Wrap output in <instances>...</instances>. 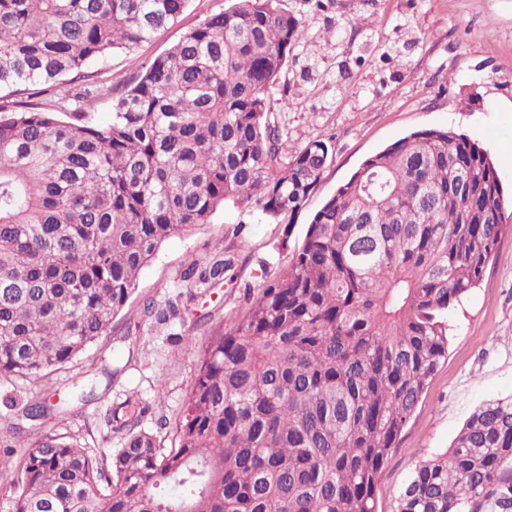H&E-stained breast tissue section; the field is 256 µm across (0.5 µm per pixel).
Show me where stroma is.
Wrapping results in <instances>:
<instances>
[{
  "instance_id": "stroma-1",
  "label": "stroma",
  "mask_w": 512,
  "mask_h": 512,
  "mask_svg": "<svg viewBox=\"0 0 512 512\" xmlns=\"http://www.w3.org/2000/svg\"><path fill=\"white\" fill-rule=\"evenodd\" d=\"M280 3L300 20L302 36L271 90V121L293 144L331 142L321 182L279 221L227 207L166 240L110 330L45 377L0 381V424L14 422L13 404L51 396L58 410L30 428L29 440L52 429L103 459L121 445L105 415L132 399L149 406L140 429L173 444L203 350L242 316L246 287L279 276L325 200L366 158L410 132L450 128L478 143L512 204V0ZM229 4L189 0L178 23L134 52L112 54L99 81L131 80ZM217 252L232 261L223 280L204 289L184 281L193 260ZM149 302L165 319L144 315ZM448 324V355L389 455L376 512H395L414 468L448 448L477 407L512 395V233L498 243L479 287L449 310ZM83 381L94 387L85 401L77 388Z\"/></svg>"
}]
</instances>
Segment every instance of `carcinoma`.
<instances>
[{
  "label": "carcinoma",
  "instance_id": "carcinoma-1",
  "mask_svg": "<svg viewBox=\"0 0 512 512\" xmlns=\"http://www.w3.org/2000/svg\"><path fill=\"white\" fill-rule=\"evenodd\" d=\"M188 0H0V379H38L112 326L170 237L225 206L298 210L332 144L272 124L301 36L279 0H233L126 85L101 127L35 99L174 25ZM488 152L448 128L367 158L327 198L288 267L203 351L164 448L148 407L107 415V465L55 432L5 441L11 512H375L397 439L448 352V309L512 229ZM231 261H195L209 287ZM51 405L27 403L36 422ZM26 452L14 459V449ZM512 512V395L479 406L415 467L396 512Z\"/></svg>",
  "mask_w": 512,
  "mask_h": 512
}]
</instances>
